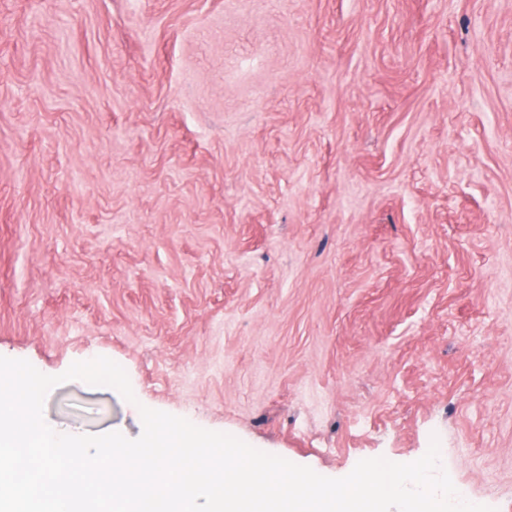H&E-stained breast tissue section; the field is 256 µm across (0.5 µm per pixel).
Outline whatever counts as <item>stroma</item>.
<instances>
[{"instance_id": "1", "label": "stroma", "mask_w": 512, "mask_h": 512, "mask_svg": "<svg viewBox=\"0 0 512 512\" xmlns=\"http://www.w3.org/2000/svg\"><path fill=\"white\" fill-rule=\"evenodd\" d=\"M0 356L512 512V0H0Z\"/></svg>"}]
</instances>
